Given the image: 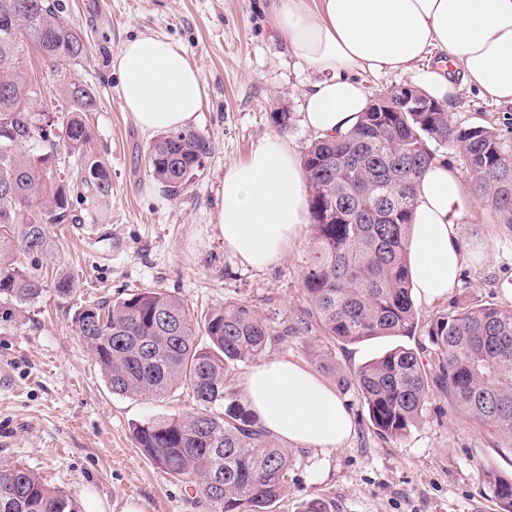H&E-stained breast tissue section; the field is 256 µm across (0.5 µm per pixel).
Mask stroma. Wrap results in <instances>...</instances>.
<instances>
[{"label": "stroma", "instance_id": "35a3bbf8", "mask_svg": "<svg viewBox=\"0 0 512 512\" xmlns=\"http://www.w3.org/2000/svg\"><path fill=\"white\" fill-rule=\"evenodd\" d=\"M63 2L88 42L73 70L97 95L88 120L112 174V220L101 223L90 210L83 223L51 225L54 268L75 276L76 291L62 297L46 286L17 321L0 322V466L23 465L81 506L90 490L111 512H125L131 502L141 512H204L188 483L144 457L130 432L132 423L189 411L187 391L160 400L112 394L71 317L149 286L198 314L238 300L274 322L307 309L301 276L309 227L277 263L259 271L225 248L216 216L225 168L260 140L282 133L303 154L312 140L301 124L303 93L319 75L287 49L269 21V0H108L111 18L101 22L90 17L85 0ZM150 33L176 42L193 62L205 98L189 128L214 145L203 171L175 198L149 173L144 155L152 137L124 109L112 68L125 41ZM281 109L292 114L285 132L271 118ZM450 113L462 125L494 123L512 146V105L462 84ZM461 241L468 249L485 246L488 259L462 269L452 298L503 302L502 285L512 283V229L475 198ZM408 343L381 337L332 344L328 352L348 372ZM343 398L353 437L331 453L289 447L293 468L276 512H301L315 497L335 502V512H498L485 473L512 476V442L459 417L437 392L396 441L375 433L357 393Z\"/></svg>", "mask_w": 512, "mask_h": 512}]
</instances>
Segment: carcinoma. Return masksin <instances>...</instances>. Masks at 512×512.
I'll list each match as a JSON object with an SVG mask.
<instances>
[{
    "label": "carcinoma",
    "instance_id": "obj_1",
    "mask_svg": "<svg viewBox=\"0 0 512 512\" xmlns=\"http://www.w3.org/2000/svg\"><path fill=\"white\" fill-rule=\"evenodd\" d=\"M50 63L55 90L70 109L40 125L44 91L26 55ZM86 52L81 29L61 0H0V317L45 290L43 264L55 259L50 224H78L77 207L107 218L112 178L96 152L85 113L94 90L72 76ZM450 146L474 173L470 192L512 229V147L491 124L462 126L448 112H369L336 139L312 140L301 158L312 241L302 272L309 309L278 324L245 301L195 315L161 288L137 289L79 309L72 324L112 393L160 399L185 389L193 407L177 418L135 423V446L156 466L194 483L205 512H273L287 491L292 457L256 426L228 389L231 374L268 347L297 336L352 345L414 336L350 373L322 346L313 356L343 390L357 389L376 433L400 440L430 393L448 397L464 419L512 441V306L452 302L420 323L409 269L416 180L434 162L430 143ZM73 175L57 172L60 152ZM212 142L193 130L163 132L146 149L150 175L177 197L204 169ZM30 259L24 265L16 255ZM61 296L75 278L54 280ZM499 512H512V478L490 472ZM0 512H77L71 499L20 465L0 474Z\"/></svg>",
    "mask_w": 512,
    "mask_h": 512
}]
</instances>
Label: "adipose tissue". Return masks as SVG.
Masks as SVG:
<instances>
[{"mask_svg": "<svg viewBox=\"0 0 512 512\" xmlns=\"http://www.w3.org/2000/svg\"><path fill=\"white\" fill-rule=\"evenodd\" d=\"M272 22L289 50L321 78L304 93L301 122L318 138L353 129L368 105L354 74L417 71L414 85L444 104L454 73L497 102L512 104V0H272ZM124 108L146 133L186 128L204 88L176 43L151 34L126 41L112 63ZM414 69V68H413ZM217 216L225 248L257 269L276 263L308 220L303 168L286 139L272 136L226 167ZM469 206L447 164L433 163L414 194L411 277L425 302L448 297L465 263L486 258L464 249L460 224ZM241 400L283 443L330 452L355 432L334 389L303 366L270 358L241 382Z\"/></svg>", "mask_w": 512, "mask_h": 512, "instance_id": "ef3b65f1", "label": "adipose tissue"}]
</instances>
